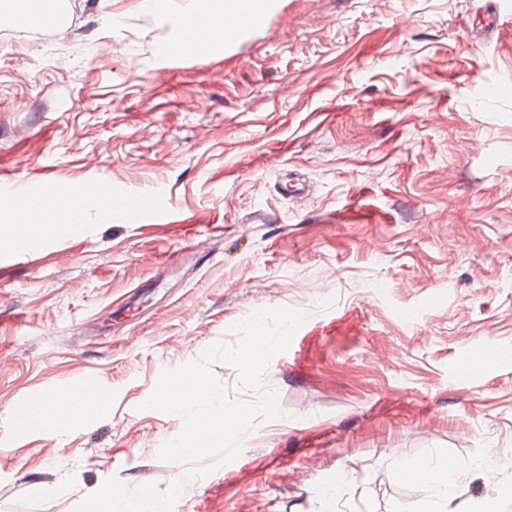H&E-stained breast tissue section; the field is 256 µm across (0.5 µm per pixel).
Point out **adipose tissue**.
<instances>
[{"label":"adipose tissue","mask_w":512,"mask_h":512,"mask_svg":"<svg viewBox=\"0 0 512 512\" xmlns=\"http://www.w3.org/2000/svg\"><path fill=\"white\" fill-rule=\"evenodd\" d=\"M224 24V4L222 0H208L204 11L186 18L185 36L179 42L168 46L169 54H187L192 51L197 38L211 39L214 30ZM84 200L78 189H69L67 194L55 202H40L27 199L12 201L15 213L38 219V226L19 231L17 225H10L6 242L16 246L21 236L41 241L44 235L60 233L69 225L70 215L80 213ZM106 397L93 385H85L66 393L45 397L28 407L22 426L25 431H33L46 426H54L58 431H66L71 421L78 417H91L104 406Z\"/></svg>","instance_id":"1"}]
</instances>
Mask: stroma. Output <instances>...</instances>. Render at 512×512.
<instances>
[{
  "label": "stroma",
  "instance_id": "obj_1",
  "mask_svg": "<svg viewBox=\"0 0 512 512\" xmlns=\"http://www.w3.org/2000/svg\"><path fill=\"white\" fill-rule=\"evenodd\" d=\"M200 8L67 0L70 37L0 32V174L162 189L173 214L0 245V512L168 491L161 372L278 307L307 314L264 375L283 417L173 512H415L422 458L456 465L447 512H512V0H263L235 43L159 53ZM88 382L96 416L10 438Z\"/></svg>",
  "mask_w": 512,
  "mask_h": 512
}]
</instances>
